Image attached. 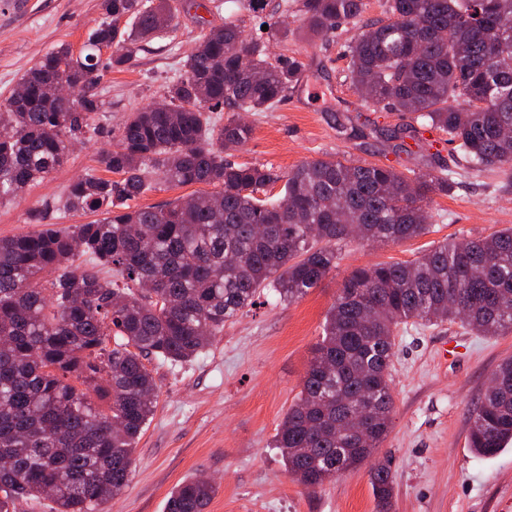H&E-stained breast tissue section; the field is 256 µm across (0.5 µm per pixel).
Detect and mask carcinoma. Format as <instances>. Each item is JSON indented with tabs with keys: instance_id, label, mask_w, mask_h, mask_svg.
I'll use <instances>...</instances> for the list:
<instances>
[{
	"instance_id": "cac0c4a2",
	"label": "carcinoma",
	"mask_w": 512,
	"mask_h": 512,
	"mask_svg": "<svg viewBox=\"0 0 512 512\" xmlns=\"http://www.w3.org/2000/svg\"><path fill=\"white\" fill-rule=\"evenodd\" d=\"M103 7L112 21L91 29L80 54L66 44L46 53L20 78L29 95L3 103L0 201L22 197L96 132L105 102L95 88L107 70L132 63L175 17L170 0ZM364 8L365 0H302L301 11L326 35ZM385 14L348 45V72L365 106L412 119L386 130L388 139L421 149L423 130L441 131L468 168L511 175L512 135L502 129L512 127V0H386ZM103 44L113 47L105 64ZM241 54L262 80L245 72ZM302 67L293 57L270 61L265 43L224 22L99 155L118 178L88 173L67 187L63 213L96 219L0 239V512L46 495L56 512H105L131 481L155 411L145 359L196 358L265 288L298 300L336 269L354 236L388 245L430 232L431 194L448 193L442 171L316 159L281 172L228 160L251 135L238 113L270 110ZM61 81L73 100L46 95ZM223 109L231 116L218 128L212 113ZM278 183L274 199L267 191ZM196 184L214 190L130 205L159 185ZM448 320L482 336L512 333V227L349 272L274 436L288 475L317 488L372 458L393 420L398 329ZM509 443L512 358L493 372L467 436L486 457ZM369 477L378 512H391L390 466L375 463ZM216 490L188 479L171 490L166 512H203Z\"/></svg>"
}]
</instances>
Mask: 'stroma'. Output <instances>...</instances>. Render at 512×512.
I'll return each instance as SVG.
<instances>
[{
  "instance_id": "1",
  "label": "stroma",
  "mask_w": 512,
  "mask_h": 512,
  "mask_svg": "<svg viewBox=\"0 0 512 512\" xmlns=\"http://www.w3.org/2000/svg\"><path fill=\"white\" fill-rule=\"evenodd\" d=\"M281 2L265 0L257 13L238 10L234 0L210 11L180 8L164 37L146 42L135 61L108 71L100 83L98 92L109 104L101 134L77 145L20 201L0 203V238L87 223V216L57 211L68 185L98 168L100 152L117 145L127 116L160 100L186 56L229 20L248 35L268 39L272 57L304 64L297 83L273 109L245 113L252 135L234 151V162L284 172L328 156L399 171L413 166V140L399 148L383 135L401 124L400 114L364 107L346 77L347 46L366 25L384 19L383 0H366L360 16L338 22L327 37L308 32L302 13L283 9ZM105 18L101 0H0V103L53 48L64 43L80 52L89 30ZM279 21L287 23V34L263 31L264 23ZM341 124L367 126L371 133L344 138L336 133ZM425 138L452 171L449 193L432 197L430 207L443 219L428 234L396 245L350 242L336 270L303 298L288 304L262 293L194 360H147L158 391L155 412L137 444L131 481L109 512H165L169 491L193 476L218 486L204 512H377L368 466L311 490L288 476L272 440L300 391L324 317L354 267L409 262L444 239L512 226V183L494 168L472 172L458 166L445 134L431 130ZM395 343V414L376 454L391 464V512H512V446L482 457L466 442L471 410L490 374L512 358V333L481 336L448 321L399 330Z\"/></svg>"
}]
</instances>
